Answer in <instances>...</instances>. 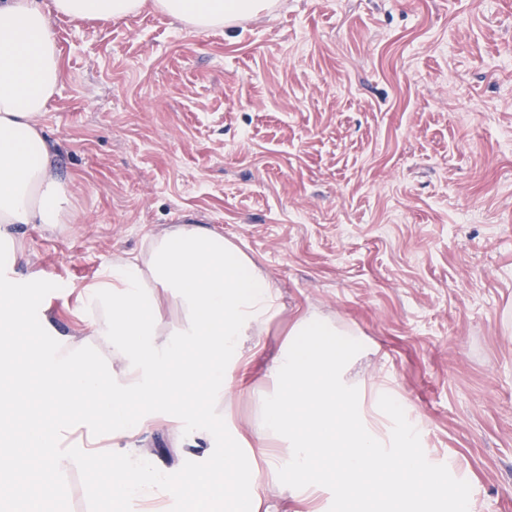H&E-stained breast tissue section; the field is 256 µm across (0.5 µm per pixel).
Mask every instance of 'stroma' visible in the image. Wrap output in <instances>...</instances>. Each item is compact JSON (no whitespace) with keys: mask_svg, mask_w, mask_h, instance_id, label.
<instances>
[{"mask_svg":"<svg viewBox=\"0 0 512 512\" xmlns=\"http://www.w3.org/2000/svg\"><path fill=\"white\" fill-rule=\"evenodd\" d=\"M64 78L42 118L75 224L18 226L13 278L65 291L97 280L149 234L192 217L224 235L283 304L256 337L231 407L195 400L207 441L161 423L101 435L91 467L53 476L5 424L0 512H137L109 494L127 446L168 479L211 473V448L256 424L296 310L373 351L427 431L430 468L457 496L419 512H512V0H279L199 31L145 12L111 23L51 15ZM323 478L321 512H398L379 476L360 499ZM58 496H8L7 481Z\"/></svg>","mask_w":512,"mask_h":512,"instance_id":"obj_1","label":"stroma"}]
</instances>
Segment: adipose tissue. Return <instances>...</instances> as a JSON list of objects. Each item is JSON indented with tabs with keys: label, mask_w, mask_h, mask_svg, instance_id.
<instances>
[{
	"label": "adipose tissue",
	"mask_w": 512,
	"mask_h": 512,
	"mask_svg": "<svg viewBox=\"0 0 512 512\" xmlns=\"http://www.w3.org/2000/svg\"><path fill=\"white\" fill-rule=\"evenodd\" d=\"M273 6V0H52L47 9L39 0H0V376L14 384L13 393L0 395V411L14 412L22 401L46 408L34 433L47 471L92 462L84 449L59 451L62 427L105 428L124 438L159 422L181 424L193 411L184 397L192 381L202 382V399L223 400L246 364L245 339L279 312L269 279L223 234L199 224L151 237L141 255L113 261L106 276L82 288L75 315L85 335L60 332L47 312H32L40 282L6 275L16 260L12 228L77 221L41 126L63 80L50 16L109 23L150 10L204 31ZM170 297L185 313L171 332L162 315ZM24 336L37 337L36 347L23 346ZM100 343L121 360V374L91 355ZM362 350L359 338L317 313L297 316L270 370L275 389L261 422L233 432L234 443L256 441L270 480L204 482L193 492L194 512H217L226 503L239 512H309L317 488L305 476L320 457L332 459L342 484L360 496L379 472L394 469L388 495L412 512L413 500L430 490L416 488L407 454L423 446L426 431L399 422L406 409L392 389L350 377ZM32 369L40 375L35 388L27 383ZM64 388L78 395V404L60 401ZM133 402L140 414L123 418ZM114 471L113 492L126 500L148 501L169 489L136 449L115 459Z\"/></svg>",
	"instance_id": "adipose-tissue-1"
}]
</instances>
